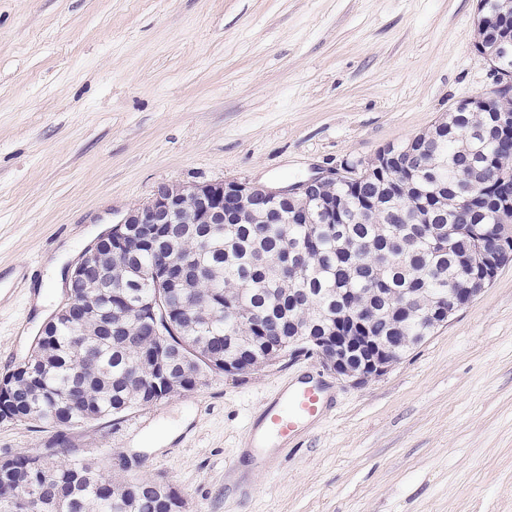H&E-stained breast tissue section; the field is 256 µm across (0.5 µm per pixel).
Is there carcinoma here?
Segmentation results:
<instances>
[{"mask_svg":"<svg viewBox=\"0 0 512 512\" xmlns=\"http://www.w3.org/2000/svg\"><path fill=\"white\" fill-rule=\"evenodd\" d=\"M466 112L440 121L403 155L404 170L322 192L344 221L301 224L293 206L257 223L171 224L169 252L132 244L71 287L73 308L42 328L32 352L0 382V412L69 429L192 391L220 363L242 371L307 336L391 337L394 361L433 333L427 298L478 287L477 259L495 243L474 232L466 202L484 171L512 180V123ZM176 269L161 277L164 259ZM366 314L336 319L337 302ZM50 453L0 459V512H181L163 478H128L74 455L60 434Z\"/></svg>","mask_w":512,"mask_h":512,"instance_id":"obj_1","label":"carcinoma"}]
</instances>
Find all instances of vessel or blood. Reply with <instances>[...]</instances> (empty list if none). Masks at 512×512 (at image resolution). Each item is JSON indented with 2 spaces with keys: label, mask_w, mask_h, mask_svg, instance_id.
Returning <instances> with one entry per match:
<instances>
[{
  "label": "vessel or blood",
  "mask_w": 512,
  "mask_h": 512,
  "mask_svg": "<svg viewBox=\"0 0 512 512\" xmlns=\"http://www.w3.org/2000/svg\"><path fill=\"white\" fill-rule=\"evenodd\" d=\"M332 400L331 386L321 376L309 374L283 385L266 401L248 430L249 447L281 448L298 439L308 425L323 420Z\"/></svg>",
  "instance_id": "b4317fda"
}]
</instances>
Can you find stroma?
I'll return each mask as SVG.
<instances>
[{
    "label": "stroma",
    "mask_w": 512,
    "mask_h": 512,
    "mask_svg": "<svg viewBox=\"0 0 512 512\" xmlns=\"http://www.w3.org/2000/svg\"><path fill=\"white\" fill-rule=\"evenodd\" d=\"M478 0H0V377L64 272L162 183L292 185L429 128L495 82ZM314 359L74 427L187 512H512V263L384 376L330 372L331 414L277 449L246 430ZM49 424L0 421V458Z\"/></svg>",
    "instance_id": "1"
}]
</instances>
